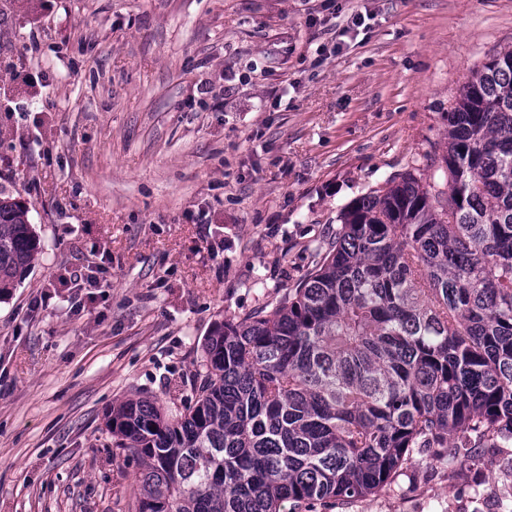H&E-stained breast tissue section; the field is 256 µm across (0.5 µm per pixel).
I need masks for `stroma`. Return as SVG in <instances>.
I'll list each match as a JSON object with an SVG mask.
<instances>
[{
    "instance_id": "35a3bbf8",
    "label": "stroma",
    "mask_w": 512,
    "mask_h": 512,
    "mask_svg": "<svg viewBox=\"0 0 512 512\" xmlns=\"http://www.w3.org/2000/svg\"><path fill=\"white\" fill-rule=\"evenodd\" d=\"M511 47L512 0H0V194L41 246L0 298V512H137L112 403L193 404L213 324L441 157L449 105ZM511 505L512 447L451 468L419 448L316 512Z\"/></svg>"
}]
</instances>
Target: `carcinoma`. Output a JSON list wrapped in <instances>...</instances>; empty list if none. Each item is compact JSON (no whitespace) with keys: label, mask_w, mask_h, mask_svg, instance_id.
Instances as JSON below:
<instances>
[{"label":"carcinoma","mask_w":512,"mask_h":512,"mask_svg":"<svg viewBox=\"0 0 512 512\" xmlns=\"http://www.w3.org/2000/svg\"><path fill=\"white\" fill-rule=\"evenodd\" d=\"M446 120L442 165L368 190L270 309L214 325L194 405L110 409L145 461L138 512H315L415 448L452 465L473 435L512 443V50ZM28 213L0 196V297L40 252Z\"/></svg>","instance_id":"cac0c4a2"}]
</instances>
